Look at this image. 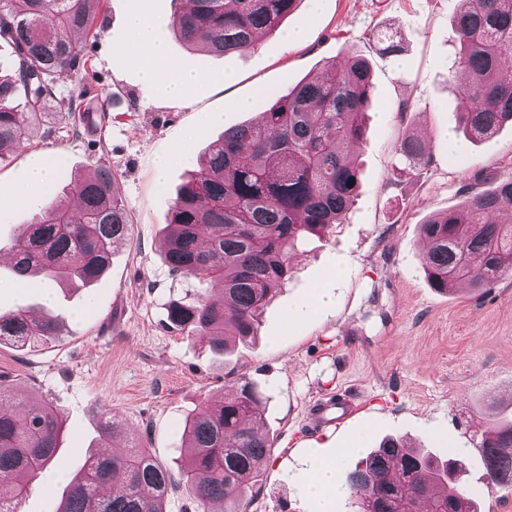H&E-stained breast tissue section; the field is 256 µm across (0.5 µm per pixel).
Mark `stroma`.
<instances>
[{
	"mask_svg": "<svg viewBox=\"0 0 512 512\" xmlns=\"http://www.w3.org/2000/svg\"><path fill=\"white\" fill-rule=\"evenodd\" d=\"M143 8L157 24L172 69L202 80L184 102L144 85L137 57L125 51L126 16ZM455 0H300L295 12L254 47L218 56L173 36L175 0H101L94 33L84 37L93 110L109 122L80 136L29 122L25 143L0 162V189H20L38 164L83 175L109 169L131 219V237L93 285L61 284L53 301L33 289L0 291V313L19 307L57 316L62 334L48 343L0 344V386L51 403L64 415L56 475L35 480L21 512H56L69 480L96 448L103 415L126 435H143L158 462L176 467L188 415L248 379L269 394L260 428L274 442L248 512H314L293 474L309 470L312 451L340 448L341 471L358 461L352 446L373 449L392 436L460 460L458 483L481 512H512V488L488 482L477 447L490 412L512 413V276L491 291L444 293L427 280L419 226L459 207L471 190L512 178V126L469 144L458 156ZM304 31L298 42L288 39ZM400 50L385 53L383 36ZM353 52L372 68L373 108L366 135L352 147L360 184L344 223L303 239L290 279L266 306L255 336L215 354L172 328L167 310L197 289L172 275L164 258L180 185L225 128L258 119L271 96ZM247 101L244 109L234 108ZM224 121L213 124L211 113ZM426 144L409 161L405 137ZM172 156L164 178L155 161ZM405 169L394 178V169ZM495 178V179H496ZM335 301L309 321L290 308L317 289ZM344 391L358 411L339 428L306 431L309 406Z\"/></svg>",
	"mask_w": 512,
	"mask_h": 512,
	"instance_id": "1",
	"label": "stroma"
}]
</instances>
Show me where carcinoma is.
<instances>
[{"instance_id": "carcinoma-1", "label": "carcinoma", "mask_w": 512, "mask_h": 512, "mask_svg": "<svg viewBox=\"0 0 512 512\" xmlns=\"http://www.w3.org/2000/svg\"><path fill=\"white\" fill-rule=\"evenodd\" d=\"M94 1L101 2L0 0V42L14 56L13 73L0 76V161L23 145L24 121L43 117L50 102L75 130L106 123V112L84 108L87 86L68 97L58 92L60 80L77 79L84 69L75 34L91 32ZM299 2L193 0L172 16L170 28L188 46L224 55L254 46ZM458 3L455 67L466 75L457 86L460 118L471 138L484 140L512 124V0ZM372 90L368 61L347 52L324 74L274 95L259 121L224 130L177 194L165 249L173 274L217 284L224 298L199 293L192 302H172V327L215 352L226 350L232 337L254 335L273 293L288 280L297 242L343 223L354 202L359 168L348 149L366 134ZM18 100L26 111H15ZM398 150L407 159L423 154L412 137ZM66 189L79 200V214L52 203L12 241L13 271L22 282L93 283L114 248L130 238L131 220L110 171L74 176ZM505 213H512V179L420 225L433 287L491 289L512 275V224L501 221ZM59 335L55 316L34 317L25 308L0 314V343ZM266 403L241 379L238 389L185 423V454L175 470L154 460L144 436L117 446L120 426L102 419L99 439L112 440V448L89 453L57 512H164L169 492L182 486L196 512H209L214 502L224 503V512H247L248 492L273 448L259 428ZM62 429L57 408L20 400L0 386V512H20L29 482L53 465ZM479 448L492 484L511 485L512 420L487 422ZM117 477L122 491L105 493ZM346 483L360 494L358 512H421L422 505L426 512H478L472 498L453 497L448 461L410 451L397 438L362 457Z\"/></svg>"}]
</instances>
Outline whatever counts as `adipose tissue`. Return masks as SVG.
Masks as SVG:
<instances>
[{
    "instance_id": "adipose-tissue-1",
    "label": "adipose tissue",
    "mask_w": 512,
    "mask_h": 512,
    "mask_svg": "<svg viewBox=\"0 0 512 512\" xmlns=\"http://www.w3.org/2000/svg\"><path fill=\"white\" fill-rule=\"evenodd\" d=\"M127 30L128 46L138 56L142 80L148 84L162 83L163 91L169 99L188 100L198 82L197 76L168 72L166 50L157 40L152 23L145 19L141 10L130 12ZM338 460V455L332 450L314 454L311 469L299 476L307 496L315 502L318 512H331L333 500L343 492L336 478Z\"/></svg>"
}]
</instances>
